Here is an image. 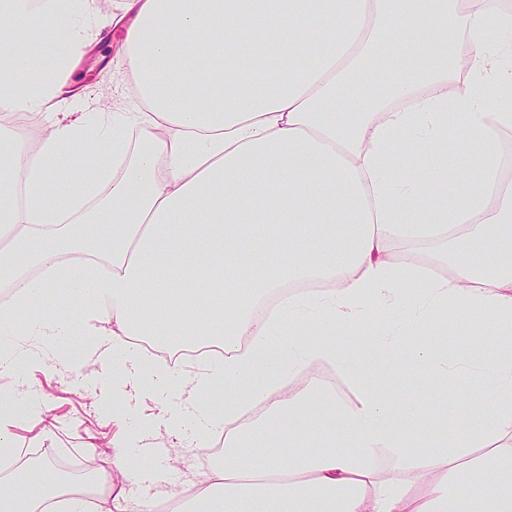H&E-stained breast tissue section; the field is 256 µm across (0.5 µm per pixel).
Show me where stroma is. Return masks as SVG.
<instances>
[{"label":"stroma","instance_id":"1","mask_svg":"<svg viewBox=\"0 0 512 512\" xmlns=\"http://www.w3.org/2000/svg\"><path fill=\"white\" fill-rule=\"evenodd\" d=\"M122 40L123 29L117 26L85 48L73 74L75 95L60 103V111L129 107L131 79L123 65ZM68 343L75 349L71 358L48 353L45 361L29 370L26 381L0 372V401L24 398L42 412L38 418L15 420L11 428L15 453L11 459L0 460V470L43 457L58 468L83 460L106 469L112 461V437L119 434L127 447L153 449L148 464L161 470L162 476L151 484V491L166 492L181 484L187 473L185 461L161 451L167 437V416L161 405L146 398L121 410L112 367L84 356L76 338H69ZM411 346V339H403L388 354L380 382L398 405L430 421L435 400L414 389L422 366L410 359Z\"/></svg>","mask_w":512,"mask_h":512}]
</instances>
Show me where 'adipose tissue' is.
<instances>
[{"label": "adipose tissue", "instance_id": "obj_1", "mask_svg": "<svg viewBox=\"0 0 512 512\" xmlns=\"http://www.w3.org/2000/svg\"><path fill=\"white\" fill-rule=\"evenodd\" d=\"M123 40L135 105L61 116L83 48L103 25L89 0H0V334L28 312L45 339L80 333L116 365L119 386L194 406L169 427L204 449L224 433V460L181 484L180 512H512V180L501 138L512 110V13L493 0H126ZM416 15L409 27L394 17ZM33 49L12 52L14 23ZM497 29L503 39L488 42ZM44 114L29 144L9 115ZM466 140L449 147L452 128ZM415 145L420 177L388 175ZM483 245L480 258L466 244ZM430 243L444 278L391 258ZM54 304L43 308L45 293ZM477 314L474 372L486 405L458 422L457 368L417 340ZM367 337L344 351L336 332ZM221 340L224 357L183 376L136 344ZM414 338L420 393H442L441 432L398 409L375 384L387 350ZM330 363L353 391L292 374ZM235 388L217 410L204 397ZM317 405L331 427L315 433ZM264 434L282 437L261 446ZM317 448H308L312 436ZM425 455H417V445ZM492 445L476 465L463 449ZM394 473L381 470V451ZM442 469L410 495L416 458ZM44 466L0 475V512H86L106 492L115 512H158L130 496L149 469L116 444L91 491L65 490Z\"/></svg>", "mask_w": 512, "mask_h": 512}]
</instances>
